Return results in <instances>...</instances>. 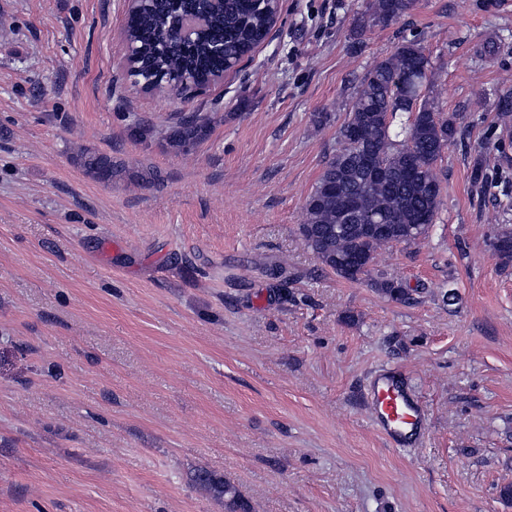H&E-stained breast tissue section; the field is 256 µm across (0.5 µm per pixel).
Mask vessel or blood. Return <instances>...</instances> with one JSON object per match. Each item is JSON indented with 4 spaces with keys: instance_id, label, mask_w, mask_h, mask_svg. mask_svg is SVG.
<instances>
[{
    "instance_id": "1",
    "label": "vessel or blood",
    "mask_w": 512,
    "mask_h": 512,
    "mask_svg": "<svg viewBox=\"0 0 512 512\" xmlns=\"http://www.w3.org/2000/svg\"><path fill=\"white\" fill-rule=\"evenodd\" d=\"M373 423L393 447L419 445L425 434V409L400 369H383L370 377Z\"/></svg>"
}]
</instances>
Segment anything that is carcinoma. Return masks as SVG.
Returning <instances> with one entry per match:
<instances>
[{
    "mask_svg": "<svg viewBox=\"0 0 512 512\" xmlns=\"http://www.w3.org/2000/svg\"><path fill=\"white\" fill-rule=\"evenodd\" d=\"M414 0H372L368 21L386 25L407 14ZM275 0H134L124 27L131 47L127 71L145 92H172L182 79L201 90L224 75L226 65L249 56L269 35ZM436 78L428 57L415 40H404L363 78L348 117L339 130L342 147L326 163L306 200V220L299 228L306 245L337 276L359 281L369 276L382 248L409 246L426 236L438 213L441 181L434 164L456 133L455 120L435 110L424 91ZM211 118L199 113L168 126L166 144L184 150L204 141ZM385 172L372 178L363 158ZM77 163L89 174L112 181V159L81 149ZM356 203L345 210L346 197ZM373 219L385 231L361 235L347 220ZM494 255L502 266L512 263V226L495 234ZM390 299H408L397 281H374ZM197 487L224 499L229 512H251L250 504L224 476L200 468L192 475Z\"/></svg>",
    "mask_w": 512,
    "mask_h": 512,
    "instance_id": "carcinoma-1",
    "label": "carcinoma"
}]
</instances>
